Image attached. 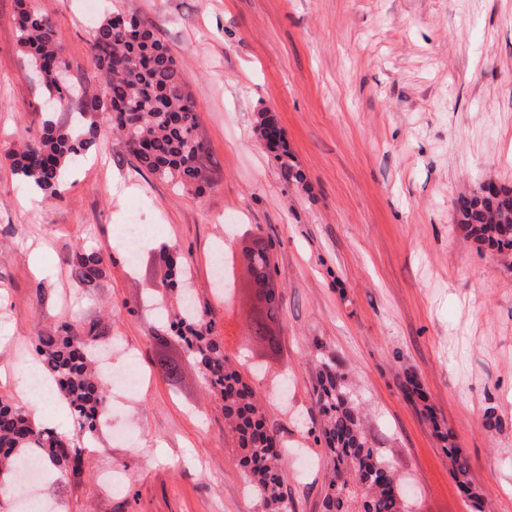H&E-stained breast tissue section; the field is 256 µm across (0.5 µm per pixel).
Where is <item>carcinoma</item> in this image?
Returning a JSON list of instances; mask_svg holds the SVG:
<instances>
[{
  "mask_svg": "<svg viewBox=\"0 0 512 512\" xmlns=\"http://www.w3.org/2000/svg\"><path fill=\"white\" fill-rule=\"evenodd\" d=\"M15 21L17 44L26 63H41L43 98L54 97L60 103L69 100L73 86L58 81L63 47L56 38L54 22L32 7L30 0H16ZM90 48L103 75L100 95L83 103L78 124L68 126L47 119L39 134L20 136L7 153L13 172L60 198L67 168L105 134L115 133L124 139L141 167L174 187L199 192L209 185L203 167L207 148L197 133L193 101L185 91L177 60L153 27L135 13L124 14L122 20L117 13L108 15L94 25ZM259 129L286 178L302 182V171L290 163L288 146L275 120L262 115ZM486 209L479 196H464L456 203V221L476 243L509 258L512 236L503 238L502 225L485 223ZM244 257L252 292L266 305L265 317L251 315L248 336L274 346L277 338L267 331V323L277 321L279 302L267 288L270 277L265 248L247 249ZM105 263V253L91 243L78 246L68 259L72 274L86 285L102 276ZM164 263L170 275L182 278L184 287L177 292L179 313L172 320L164 319L153 339L161 342L167 334L177 337L202 366L207 384L223 402L224 415L230 420L248 490L259 499L264 512H288V469L277 434L268 427L253 388L228 363L224 346L213 336L212 321L205 320L207 313L197 301H188L194 292L186 276L187 258L167 253ZM98 337L96 326L74 319L38 333L33 341L34 359L55 381L68 411L76 407L88 410L81 416L79 428L86 436L96 432L95 413L109 398V391L91 367ZM316 361L315 406L321 418L318 439L329 457L323 512H405L393 466L374 447L346 372L335 356L320 350ZM155 365L166 379H177L179 366L173 360L159 354ZM78 442L79 437L41 427L20 408L0 399V475L11 479L15 492L23 487V459L34 456L41 468L63 473L81 459ZM446 453L458 484L469 487L467 459L451 442Z\"/></svg>",
  "mask_w": 512,
  "mask_h": 512,
  "instance_id": "1",
  "label": "carcinoma"
}]
</instances>
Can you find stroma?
I'll use <instances>...</instances> for the list:
<instances>
[{
    "mask_svg": "<svg viewBox=\"0 0 512 512\" xmlns=\"http://www.w3.org/2000/svg\"><path fill=\"white\" fill-rule=\"evenodd\" d=\"M55 24L73 82L96 95L95 22L135 12L179 63L207 147L203 193L140 168L124 141L93 147L46 199L6 157L44 119L0 0V396L24 407L19 380L33 336L75 318L112 342L111 364L145 374L112 392V428L78 469L41 480L56 512H262L244 490L224 407L173 339L178 381L153 366L146 298L175 307L163 251L188 255L193 287L226 355L244 343L251 304L245 247L270 246L280 345L251 378L285 445L290 512H322L315 347L347 371L376 447L406 491L407 512H473L435 425L470 464L483 512H512V264L454 222L483 180L512 186V0H32ZM274 116L303 184L286 180L260 134ZM162 248L128 257L132 231ZM92 240L112 259L92 285L67 264ZM423 398L410 400L406 378ZM120 488L100 484L104 467Z\"/></svg>",
    "mask_w": 512,
    "mask_h": 512,
    "instance_id": "1",
    "label": "stroma"
}]
</instances>
